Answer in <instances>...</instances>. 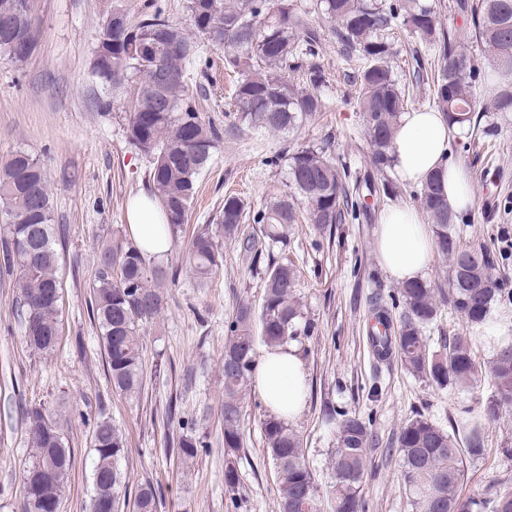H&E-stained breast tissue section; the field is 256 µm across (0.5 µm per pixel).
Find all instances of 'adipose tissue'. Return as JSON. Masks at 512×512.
<instances>
[{"mask_svg": "<svg viewBox=\"0 0 512 512\" xmlns=\"http://www.w3.org/2000/svg\"><path fill=\"white\" fill-rule=\"evenodd\" d=\"M452 129L435 109L402 113L392 142L393 168L407 184L420 186L435 180L449 205L457 211L472 202L464 167L449 163ZM128 231L135 245L151 260H164L170 250L166 218L157 202L139 193L127 208ZM433 237L419 212L407 205L386 209L380 219L377 252L387 272L402 283L423 280L430 268ZM306 367L291 344L267 349L260 358L253 382L269 409L290 420L303 408Z\"/></svg>", "mask_w": 512, "mask_h": 512, "instance_id": "ef3b65f1", "label": "adipose tissue"}]
</instances>
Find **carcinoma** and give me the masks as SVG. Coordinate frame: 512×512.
<instances>
[{"label":"carcinoma","instance_id":"cac0c4a2","mask_svg":"<svg viewBox=\"0 0 512 512\" xmlns=\"http://www.w3.org/2000/svg\"><path fill=\"white\" fill-rule=\"evenodd\" d=\"M22 5L23 21L39 29L33 0H0V17ZM317 8L331 23L328 34L349 57L360 60L358 107L374 168L392 169L390 149L399 116L408 100L393 75L392 44L386 32L400 23L435 46L439 70L433 83L432 105L461 131L479 128L487 108L477 94L484 82L480 67L459 50L455 35L438 27L434 7L421 0H317ZM454 8L470 24L472 38L504 76L512 77V0H455ZM191 30L166 17L159 0H147L139 19L112 7L119 24L107 23L95 38L93 72L117 96L127 89L132 106L126 133L132 145L152 159L151 190L164 211L169 229L187 221L198 177L212 158L223 131L204 120L184 77L186 62L198 43L224 50V64L240 74L236 86L234 119L251 127L284 132L321 111L320 66L314 63L324 34L311 26L290 0H187ZM0 56L22 64L23 50L3 37ZM304 70L306 85L294 83L290 73ZM170 80L154 81L158 67ZM493 109L512 112V82L495 92ZM292 194L275 195L253 215L264 225L265 236L283 242L297 223L295 199L304 201L306 219L321 231L367 214L366 203H349L345 168L322 148L299 146L288 156ZM428 223L433 226L437 253L448 260V289L423 281L409 282L398 291L402 305L399 324L389 308L374 305V318L383 327L369 333V344L379 358L397 355L407 370L439 388L470 389L487 376L494 391L483 408H461L449 433L424 417L405 423L395 453L401 478L415 512H512V482L493 478L477 494L465 496L461 486L466 460L485 457L491 425L512 411V336H501L485 366L476 362L472 337L448 338L443 352L429 354L426 326L450 304L467 325L489 320L494 306L512 299V289L497 275V261L484 246L463 244L453 231L456 214L440 187L429 181L417 194ZM0 260L16 272V315L29 348L40 354L54 350L59 340L62 283L59 254L53 238V199L44 168L25 149L15 150L0 163ZM246 218L244 202L224 198L220 212L224 236L236 237ZM196 278L203 283L223 263L214 234L200 228L186 247ZM165 305L158 273L151 271L138 247L129 242L102 244L97 276L90 284L89 311L98 324L107 372L115 389L134 394L141 390L143 370L140 332ZM315 325L296 295V271L285 263L267 268L260 309L238 302L224 340V491L235 496L236 467L244 445V399L256 371V348L284 345L308 337ZM30 447L23 470L25 497L22 512H58L64 485L72 467L65 445L61 417L42 406L25 411ZM279 488L278 512H362L363 482L368 467L369 430L356 416L341 420L336 448L329 462L331 481L321 496L306 462L303 440L288 422L274 414L261 421ZM200 442L185 434L178 455L185 463L198 453ZM92 475L112 484V512H122L121 493L127 488L119 461L125 440L111 418L97 419L93 429ZM138 512H157L158 495L147 483L136 495Z\"/></svg>","mask_w":512,"mask_h":512}]
</instances>
